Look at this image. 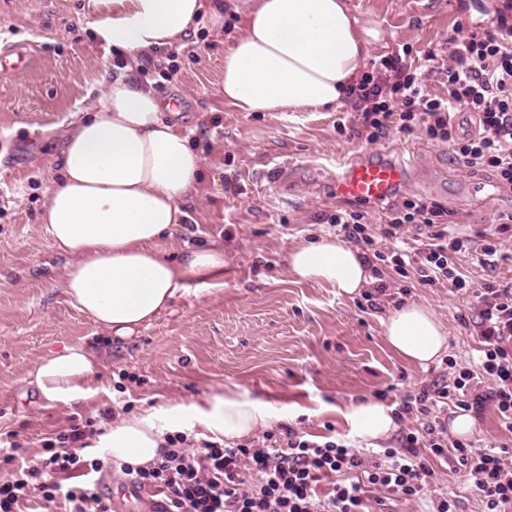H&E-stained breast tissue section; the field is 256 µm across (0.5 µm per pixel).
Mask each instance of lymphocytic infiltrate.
<instances>
[{"label":"lymphocytic infiltrate","instance_id":"lymphocytic-infiltrate-1","mask_svg":"<svg viewBox=\"0 0 512 512\" xmlns=\"http://www.w3.org/2000/svg\"><path fill=\"white\" fill-rule=\"evenodd\" d=\"M410 55L406 45L382 55L352 84L353 135L374 144L393 132L422 133L435 145L448 146L463 167L490 173L495 190H512V0L474 21L466 37L452 40L447 61L431 53L413 64ZM431 73L446 76L445 94L429 93ZM464 112L474 116V132H460L457 117ZM386 210L387 225L379 230L356 207L340 206L326 217L345 241L360 247L373 271L376 282L364 294L368 308L379 312L386 302L408 295V288L396 287L397 275L453 293L475 290L476 365L405 397L402 410L417 417L419 428L373 457L354 451L346 436L317 438L290 425L261 441L232 446L206 439L193 444L185 433L167 434L152 466L121 467L129 483L161 493L154 512H365L372 503L380 512H394L397 503L422 499L429 500L430 512H455L454 500L431 493L433 456L452 457L465 470L482 512L512 506V447L449 440L440 420L451 404L477 415L490 406L500 427L512 433V286L473 289L457 263L467 254L480 265L495 266L498 236L512 230V212L499 216L495 233L476 239L449 233L448 210L433 200L401 197L387 202ZM412 226L428 229L416 246L404 241ZM381 237L388 246H378ZM387 267L393 277L384 276ZM94 433L89 418L47 440L36 461L0 481V512H112L98 480L110 459L74 449Z\"/></svg>","mask_w":512,"mask_h":512}]
</instances>
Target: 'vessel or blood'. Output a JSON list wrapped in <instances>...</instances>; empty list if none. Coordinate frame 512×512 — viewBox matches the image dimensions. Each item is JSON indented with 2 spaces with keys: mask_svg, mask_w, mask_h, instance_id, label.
I'll use <instances>...</instances> for the list:
<instances>
[{
  "mask_svg": "<svg viewBox=\"0 0 512 512\" xmlns=\"http://www.w3.org/2000/svg\"><path fill=\"white\" fill-rule=\"evenodd\" d=\"M32 61L31 53L23 46L7 44L0 47L1 75L26 68ZM337 169V195L364 204L385 200L406 179L399 164L370 156L354 163H338Z\"/></svg>",
  "mask_w": 512,
  "mask_h": 512,
  "instance_id": "b4317fda",
  "label": "vessel or blood"
}]
</instances>
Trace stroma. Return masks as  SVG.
Instances as JSON below:
<instances>
[{
  "instance_id": "35a3bbf8",
  "label": "stroma",
  "mask_w": 512,
  "mask_h": 512,
  "mask_svg": "<svg viewBox=\"0 0 512 512\" xmlns=\"http://www.w3.org/2000/svg\"><path fill=\"white\" fill-rule=\"evenodd\" d=\"M221 4L226 27L216 35L208 21L176 54L143 58L140 80L162 99L180 97L177 120L197 127L192 139L203 176L191 197L189 224L162 242L165 255L186 245L224 249V286L184 296L143 328L120 339L74 309L61 283L67 256L60 254L39 217L49 187L59 181L57 159L65 122L89 108L112 73L111 60L92 38L88 0H0V42L24 43L32 67L0 77V433L12 432L38 458L42 440L70 418L98 417L100 410L133 414L180 403L208 408L232 390L271 407V427L293 425L313 435L347 434L343 411L365 398L398 406L445 372L446 361L419 367L397 357L383 338L381 314L360 296L299 282L286 270L294 244L337 236L323 223L334 213V158L375 155L406 171L403 195L432 199L469 235L493 231L499 212L512 209V192H494L485 173L452 162L447 148L423 136L397 134L376 144L339 133L353 124L349 100L294 112H239L219 91L224 53L244 31L248 0ZM374 36L369 59L402 45L414 54L444 53L467 17L494 14L503 0H349ZM174 65L178 81L158 69ZM294 164L295 172L271 186L269 171ZM496 268L470 257L462 270L474 283L512 282V241ZM409 300L430 306L448 330L446 360L471 366L478 339L465 321L474 316L473 294L405 281ZM82 344L96 355L95 393L73 406L51 405L27 381L48 351ZM438 493L457 512H478L464 470L432 462Z\"/></svg>"
}]
</instances>
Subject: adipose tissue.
Returning <instances> with one entry per match:
<instances>
[{
  "label": "adipose tissue",
  "mask_w": 512,
  "mask_h": 512,
  "mask_svg": "<svg viewBox=\"0 0 512 512\" xmlns=\"http://www.w3.org/2000/svg\"><path fill=\"white\" fill-rule=\"evenodd\" d=\"M90 25L118 66L90 109L76 113L58 159L62 178L48 190L41 216L53 245L69 257L63 286L70 304L100 329L127 339L167 310L197 280L219 288L223 248L190 247L180 259L160 244L190 220L189 197L202 175L192 133L169 116L151 84L136 75L145 54L183 43L195 30L202 0H90ZM370 31L347 0H255L244 32L224 54L226 103L240 112L326 107L339 102L359 76ZM287 268L300 281L353 296L374 277L357 249L328 236L292 247ZM390 349L424 367L447 349L443 323L429 307L389 308L382 321ZM93 352L73 344L41 358L27 380L48 403L69 405L91 396ZM343 418L363 442L396 429L393 407L366 398ZM267 402L236 392L209 408L176 404L106 424L96 446L113 461L146 467L166 434L200 430L233 442L268 427Z\"/></svg>",
  "instance_id": "1"
}]
</instances>
